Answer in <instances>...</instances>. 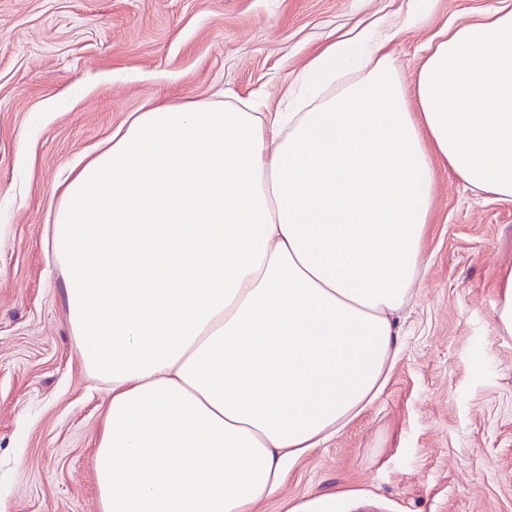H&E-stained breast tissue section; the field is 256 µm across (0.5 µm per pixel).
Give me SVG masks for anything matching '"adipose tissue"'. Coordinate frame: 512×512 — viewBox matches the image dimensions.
Listing matches in <instances>:
<instances>
[{
	"instance_id": "ef3b65f1",
	"label": "adipose tissue",
	"mask_w": 512,
	"mask_h": 512,
	"mask_svg": "<svg viewBox=\"0 0 512 512\" xmlns=\"http://www.w3.org/2000/svg\"><path fill=\"white\" fill-rule=\"evenodd\" d=\"M387 43H329L262 116L152 105L62 186L101 512H258L387 384L433 158L512 202V0L443 31L411 86Z\"/></svg>"
}]
</instances>
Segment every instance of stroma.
Instances as JSON below:
<instances>
[{"instance_id": "35a3bbf8", "label": "stroma", "mask_w": 512, "mask_h": 512, "mask_svg": "<svg viewBox=\"0 0 512 512\" xmlns=\"http://www.w3.org/2000/svg\"><path fill=\"white\" fill-rule=\"evenodd\" d=\"M497 0H0V512H99L106 392L67 329L47 258L69 168L158 101L274 111L328 43L378 22L411 81L437 34ZM424 277L381 396L297 461L261 512H512V335L495 323L512 203L435 163Z\"/></svg>"}]
</instances>
